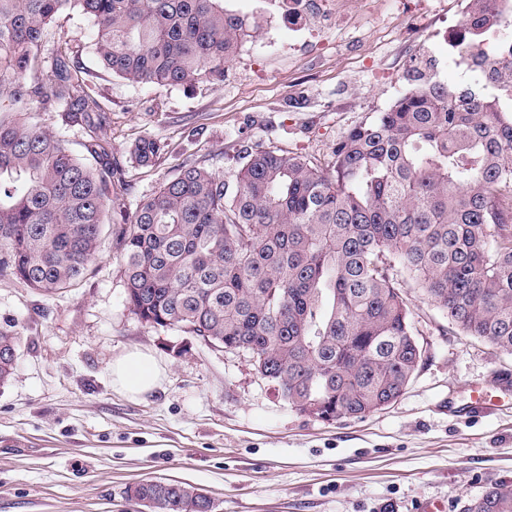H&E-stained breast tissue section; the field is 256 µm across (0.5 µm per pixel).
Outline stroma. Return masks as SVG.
<instances>
[{
	"mask_svg": "<svg viewBox=\"0 0 512 512\" xmlns=\"http://www.w3.org/2000/svg\"><path fill=\"white\" fill-rule=\"evenodd\" d=\"M460 0H436L419 30L381 29L382 15L347 0L349 25L317 43L280 25L272 0H230L251 31L223 81L158 87L113 76L96 53L94 28L76 12L49 27L47 45L65 49L105 109L102 160L86 149L84 121L33 105L42 129L60 136L91 168L111 166L116 211L104 218L98 256L76 287L47 296L0 276V328L20 336L13 377L0 385V512H146L126 491L149 479L204 490L215 512H412L421 499L448 512L499 483H512V355L460 334L409 278L400 288L425 357L404 393L367 417L332 424L291 408L248 354L201 344L176 330L141 324L125 301L112 247L120 211L186 163L230 175L245 145L282 149L326 164L351 128L388 109L407 74L430 61L437 78L464 85L448 51ZM279 28L283 51L264 49ZM160 142L154 166H137L140 138ZM140 348L166 368L159 388L130 399L112 385L113 358ZM500 396L479 420L463 409L473 387Z\"/></svg>",
	"mask_w": 512,
	"mask_h": 512,
	"instance_id": "stroma-1",
	"label": "stroma"
}]
</instances>
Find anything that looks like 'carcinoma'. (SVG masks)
Masks as SVG:
<instances>
[{"instance_id":"1","label":"carcinoma","mask_w":512,"mask_h":512,"mask_svg":"<svg viewBox=\"0 0 512 512\" xmlns=\"http://www.w3.org/2000/svg\"><path fill=\"white\" fill-rule=\"evenodd\" d=\"M78 11L113 75L144 85L219 81L245 35L224 0H0V275L44 293L96 259L114 171L96 173L31 121L35 103L106 120L66 52L39 67L48 26ZM465 87L416 67L388 110L353 127L325 165L246 145L224 178L182 165L115 225L125 300L140 322L248 353L295 410L333 423L400 397L423 348L398 278L408 276L467 336L512 354V60L477 49ZM139 140L132 158L156 163ZM15 331L0 330V384ZM149 512H214L178 481L131 490ZM464 512H512V484Z\"/></svg>"}]
</instances>
